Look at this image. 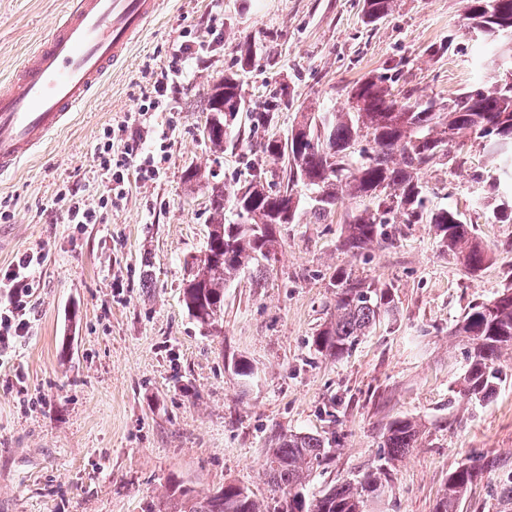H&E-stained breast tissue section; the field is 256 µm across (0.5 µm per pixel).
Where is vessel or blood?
I'll use <instances>...</instances> for the list:
<instances>
[{
	"instance_id": "b4317fda",
	"label": "vessel or blood",
	"mask_w": 512,
	"mask_h": 512,
	"mask_svg": "<svg viewBox=\"0 0 512 512\" xmlns=\"http://www.w3.org/2000/svg\"><path fill=\"white\" fill-rule=\"evenodd\" d=\"M161 0H72L0 88V177L39 150L95 95L153 21Z\"/></svg>"
}]
</instances>
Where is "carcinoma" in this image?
<instances>
[{"mask_svg": "<svg viewBox=\"0 0 512 512\" xmlns=\"http://www.w3.org/2000/svg\"><path fill=\"white\" fill-rule=\"evenodd\" d=\"M396 0H364L362 21L376 25L392 15ZM468 32L499 46L498 60L512 59V0H464ZM405 62L392 63L379 75L345 87L346 104L328 112H303L302 120L281 139L255 144V152L287 162L278 171L252 166L246 185L212 180L207 183L212 221L205 253L183 284L189 316L210 332H220L224 319V288L243 269L269 262L278 249V227L298 220L306 200L315 223L322 224L345 199L364 203L349 215L342 246L361 253L392 237L395 224H430L441 248L475 275L489 253L457 211L427 209L420 173L443 159L456 138L479 142L496 165L498 176L483 186L484 199L496 202V219H512L502 194L512 193V86L492 61L489 85L478 84L454 97L440 99L414 88L396 90ZM238 73L228 72L207 91L205 137L213 152L224 142L235 119L225 107L243 99ZM291 104L280 93L250 111L253 128L271 124L274 113ZM231 206L238 221L227 223ZM335 314L313 338L315 352L340 359L386 314L396 309L392 289L379 287L340 270L335 274ZM454 335L471 341L460 396L469 401L490 398L501 382L496 363L502 350L512 349V288L492 300L473 305L455 326ZM418 437L407 419L390 423L384 448L393 460L408 453ZM336 436L279 434L267 450L265 473L269 502L255 499L249 488L226 484L209 495L173 487L152 512H364L370 499L384 491L381 470L342 481L309 498L304 487L311 473L330 463ZM489 463L470 462L448 475L434 512H457V505Z\"/></svg>", "mask_w": 512, "mask_h": 512, "instance_id": "cac0c4a2", "label": "carcinoma"}]
</instances>
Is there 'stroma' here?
Instances as JSON below:
<instances>
[{
  "label": "stroma",
  "instance_id": "stroma-1",
  "mask_svg": "<svg viewBox=\"0 0 512 512\" xmlns=\"http://www.w3.org/2000/svg\"><path fill=\"white\" fill-rule=\"evenodd\" d=\"M68 0H0V86L45 37ZM363 0H168L163 13L33 159L0 178V267L37 252L29 335L0 353V512H147L173 484L213 493L224 484L268 495L265 461L280 431L335 435L329 468L309 490L385 464L383 434L414 421L418 440L390 464L392 479L365 512H434L448 475L473 457L495 461L457 512H498L497 487L512 473V349L486 401H460L467 343L458 320L512 286V221L490 219L476 199L489 165L469 142L467 162L423 171L428 208L458 210L489 252L469 274L428 224H407L390 244L352 253L340 246L355 201L332 223L301 212L283 225L262 280L244 272L224 291L221 335L188 315L182 285L205 252L212 220L205 185L186 170L245 179L255 140L282 139L300 109L345 104V84L408 65L405 79L448 98L476 84L496 48L464 28L462 0H397L382 23L362 22ZM257 53L241 66L238 42ZM186 41L199 49L186 81L158 110L141 114L150 77ZM452 42L433 55L431 45ZM238 72L247 101L288 88L292 107L253 129L247 113L222 154L203 134L209 83ZM128 123L166 160L150 181L129 173L111 199L93 157L106 131ZM76 188L96 207L94 224H69L60 191ZM392 287L397 309L382 316L340 360L311 339L330 317L338 270ZM254 366L245 380L238 358ZM24 386H17L16 372Z\"/></svg>",
  "mask_w": 512,
  "mask_h": 512
}]
</instances>
